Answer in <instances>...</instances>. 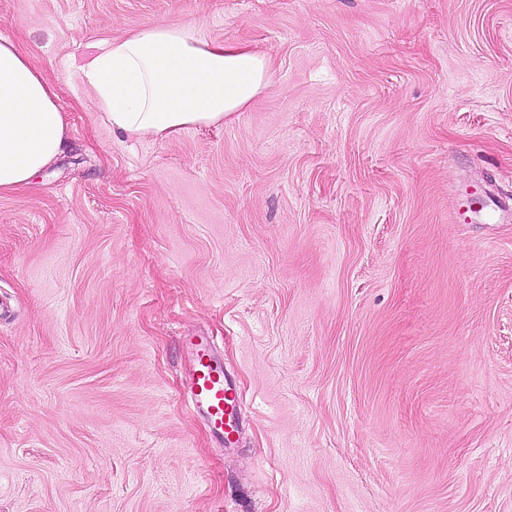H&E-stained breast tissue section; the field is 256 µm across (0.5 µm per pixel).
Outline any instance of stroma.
Segmentation results:
<instances>
[{
  "instance_id": "obj_1",
  "label": "stroma",
  "mask_w": 512,
  "mask_h": 512,
  "mask_svg": "<svg viewBox=\"0 0 512 512\" xmlns=\"http://www.w3.org/2000/svg\"><path fill=\"white\" fill-rule=\"evenodd\" d=\"M163 21L269 86L112 130L80 70ZM0 37L68 130L0 194V512H512V0H0ZM194 363L188 386L194 411L203 415L221 446L238 430V407L234 390L224 375V366L206 336L190 340Z\"/></svg>"
}]
</instances>
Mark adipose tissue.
Masks as SVG:
<instances>
[{"label":"adipose tissue","mask_w":512,"mask_h":512,"mask_svg":"<svg viewBox=\"0 0 512 512\" xmlns=\"http://www.w3.org/2000/svg\"><path fill=\"white\" fill-rule=\"evenodd\" d=\"M270 63L198 24L159 23L101 40L82 70L92 107L113 130L164 139L217 125L266 88ZM58 93L11 40L0 39V193L28 188L62 153Z\"/></svg>","instance_id":"obj_1"}]
</instances>
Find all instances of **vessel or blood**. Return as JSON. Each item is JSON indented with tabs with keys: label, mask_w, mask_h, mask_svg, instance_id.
<instances>
[{
	"label": "vessel or blood",
	"mask_w": 512,
	"mask_h": 512,
	"mask_svg": "<svg viewBox=\"0 0 512 512\" xmlns=\"http://www.w3.org/2000/svg\"><path fill=\"white\" fill-rule=\"evenodd\" d=\"M194 363L188 386L194 411L203 415L217 441L230 439L238 429V407L224 366L207 337L191 340Z\"/></svg>",
	"instance_id": "1"
}]
</instances>
